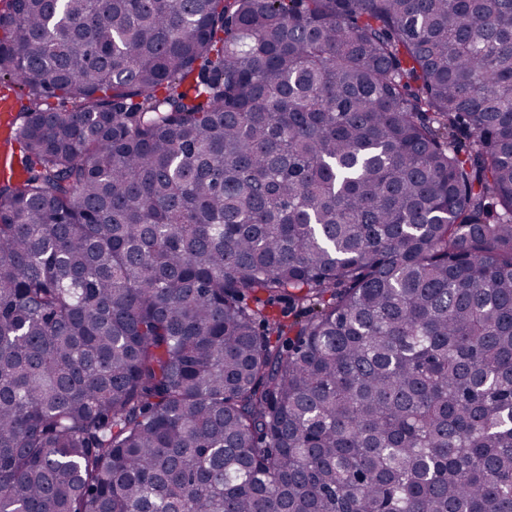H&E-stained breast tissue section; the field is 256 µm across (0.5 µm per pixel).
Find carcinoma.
<instances>
[{
	"label": "carcinoma",
	"instance_id": "carcinoma-1",
	"mask_svg": "<svg viewBox=\"0 0 512 512\" xmlns=\"http://www.w3.org/2000/svg\"><path fill=\"white\" fill-rule=\"evenodd\" d=\"M0 1V512H512V0Z\"/></svg>",
	"mask_w": 512,
	"mask_h": 512
}]
</instances>
